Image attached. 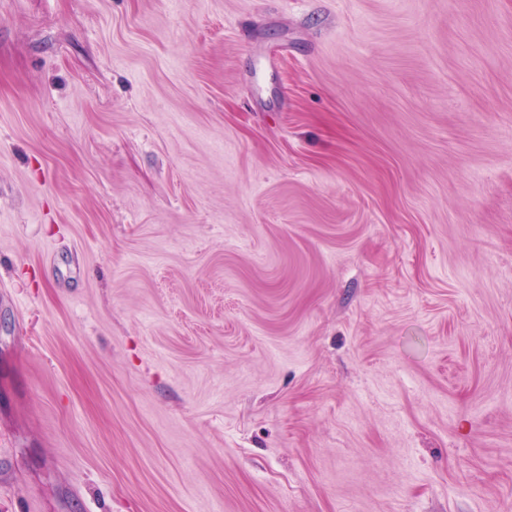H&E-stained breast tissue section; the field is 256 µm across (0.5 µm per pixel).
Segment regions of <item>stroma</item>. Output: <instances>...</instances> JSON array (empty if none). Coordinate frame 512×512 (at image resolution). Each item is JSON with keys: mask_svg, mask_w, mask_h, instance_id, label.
<instances>
[{"mask_svg": "<svg viewBox=\"0 0 512 512\" xmlns=\"http://www.w3.org/2000/svg\"><path fill=\"white\" fill-rule=\"evenodd\" d=\"M0 512H512V0H0Z\"/></svg>", "mask_w": 512, "mask_h": 512, "instance_id": "35a3bbf8", "label": "stroma"}]
</instances>
